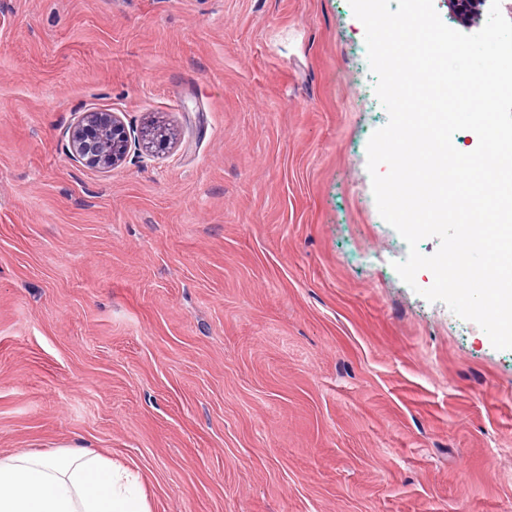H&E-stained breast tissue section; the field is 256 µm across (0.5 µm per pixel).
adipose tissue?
<instances>
[{
	"mask_svg": "<svg viewBox=\"0 0 512 512\" xmlns=\"http://www.w3.org/2000/svg\"><path fill=\"white\" fill-rule=\"evenodd\" d=\"M0 512H150L138 475L87 449L0 455Z\"/></svg>",
	"mask_w": 512,
	"mask_h": 512,
	"instance_id": "ef3b65f1",
	"label": "adipose tissue"
}]
</instances>
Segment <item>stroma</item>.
Segmentation results:
<instances>
[{"label": "stroma", "instance_id": "obj_1", "mask_svg": "<svg viewBox=\"0 0 512 512\" xmlns=\"http://www.w3.org/2000/svg\"><path fill=\"white\" fill-rule=\"evenodd\" d=\"M349 0H0V452L151 512H512V349L392 267ZM170 144L73 161L80 113ZM172 133L170 129L161 124H152L143 130L141 140L147 155L152 154L153 148L159 149L170 143Z\"/></svg>", "mask_w": 512, "mask_h": 512}]
</instances>
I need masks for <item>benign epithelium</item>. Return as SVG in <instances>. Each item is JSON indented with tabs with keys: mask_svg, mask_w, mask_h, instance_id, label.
I'll return each instance as SVG.
<instances>
[{
	"mask_svg": "<svg viewBox=\"0 0 512 512\" xmlns=\"http://www.w3.org/2000/svg\"><path fill=\"white\" fill-rule=\"evenodd\" d=\"M130 131L116 112H84L69 130L68 154L76 161L112 171L124 163L130 152ZM172 133L161 124L143 130L141 140L146 154L170 143Z\"/></svg>",
	"mask_w": 512,
	"mask_h": 512,
	"instance_id": "obj_1",
	"label": "benign epithelium"
}]
</instances>
